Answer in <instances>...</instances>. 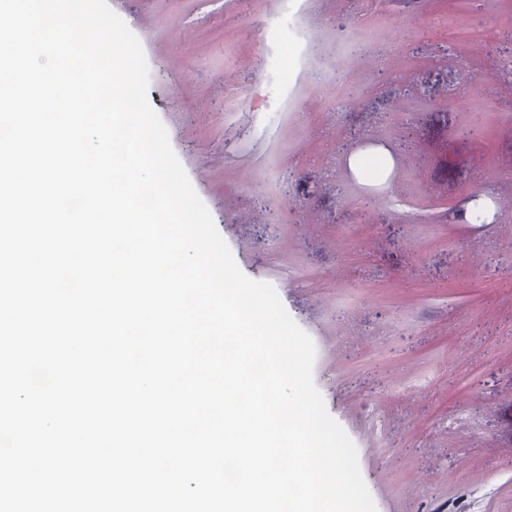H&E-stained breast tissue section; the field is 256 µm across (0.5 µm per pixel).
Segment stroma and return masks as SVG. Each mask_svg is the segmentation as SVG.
<instances>
[{
  "label": "stroma",
  "mask_w": 512,
  "mask_h": 512,
  "mask_svg": "<svg viewBox=\"0 0 512 512\" xmlns=\"http://www.w3.org/2000/svg\"><path fill=\"white\" fill-rule=\"evenodd\" d=\"M108 4L235 262L313 338L377 512H512V0ZM348 166L360 179H380L389 171L390 158L384 150L371 148L350 157Z\"/></svg>",
  "instance_id": "obj_1"
}]
</instances>
